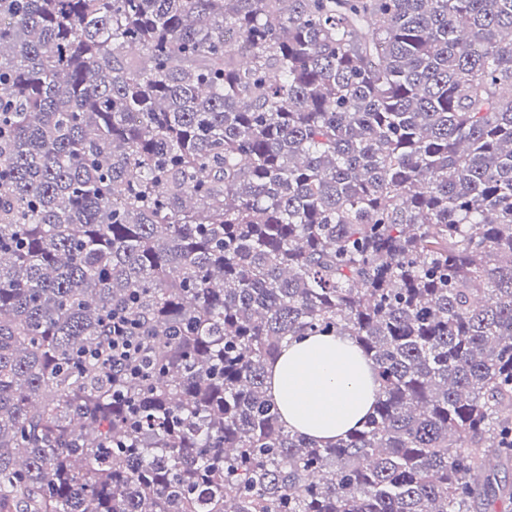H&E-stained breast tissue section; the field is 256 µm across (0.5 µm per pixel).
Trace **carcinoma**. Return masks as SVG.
<instances>
[{
    "mask_svg": "<svg viewBox=\"0 0 512 512\" xmlns=\"http://www.w3.org/2000/svg\"><path fill=\"white\" fill-rule=\"evenodd\" d=\"M322 334L378 384L324 447L266 389ZM488 455L512 0H0V512H512ZM135 321L118 311L112 314V336L108 346L112 349V377L134 376L135 370H142L140 330Z\"/></svg>",
    "mask_w": 512,
    "mask_h": 512,
    "instance_id": "carcinoma-1",
    "label": "carcinoma"
}]
</instances>
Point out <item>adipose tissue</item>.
Listing matches in <instances>:
<instances>
[{"label":"adipose tissue","instance_id":"1","mask_svg":"<svg viewBox=\"0 0 512 512\" xmlns=\"http://www.w3.org/2000/svg\"><path fill=\"white\" fill-rule=\"evenodd\" d=\"M374 367L347 336L293 340L269 370L268 394L289 428L328 443L372 411Z\"/></svg>","mask_w":512,"mask_h":512}]
</instances>
